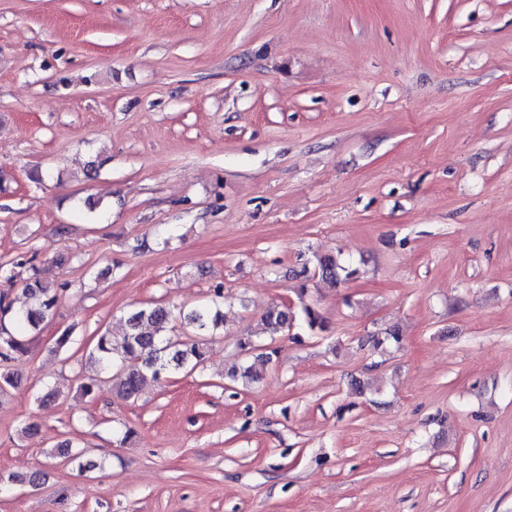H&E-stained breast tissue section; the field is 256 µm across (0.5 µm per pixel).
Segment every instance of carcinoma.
Listing matches in <instances>:
<instances>
[{
	"instance_id": "1",
	"label": "carcinoma",
	"mask_w": 512,
	"mask_h": 512,
	"mask_svg": "<svg viewBox=\"0 0 512 512\" xmlns=\"http://www.w3.org/2000/svg\"><path fill=\"white\" fill-rule=\"evenodd\" d=\"M36 255H21L0 263V279L14 286L21 284L27 302L14 307L10 293H0V401L20 383L9 364L31 352L33 335L52 319L64 289L42 280L34 261ZM314 274L336 284L354 275V270L333 254H319L311 261ZM224 287L213 289L211 299L190 308L172 309L155 304L131 311L126 329L120 336L104 331L94 337L92 358L100 370L111 374L118 397L136 399L149 382H158L175 371H195L204 361L208 337L224 327ZM301 312L308 330L323 333L328 324L309 304ZM295 313L284 307L269 308L260 319V332L243 336L238 344L243 349L258 347L264 339L271 340L288 332L294 325ZM193 330L192 336L174 334V324ZM229 378L244 384L255 382L258 374L250 366L236 365Z\"/></svg>"
}]
</instances>
